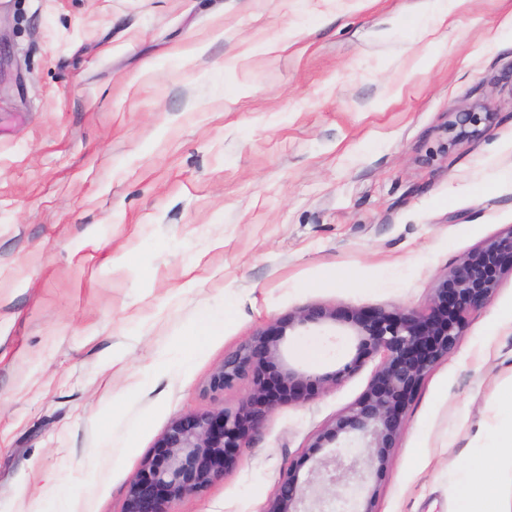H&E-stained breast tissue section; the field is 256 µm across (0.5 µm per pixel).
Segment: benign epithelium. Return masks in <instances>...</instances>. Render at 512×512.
I'll return each mask as SVG.
<instances>
[{
    "label": "benign epithelium",
    "mask_w": 512,
    "mask_h": 512,
    "mask_svg": "<svg viewBox=\"0 0 512 512\" xmlns=\"http://www.w3.org/2000/svg\"><path fill=\"white\" fill-rule=\"evenodd\" d=\"M496 113L476 100L452 113L448 145L479 135ZM512 272V230L468 253L440 277L424 312H391L382 308L353 311L343 320L356 337V353L341 368L307 375L282 362L279 342L293 325L337 319L324 306L300 310L288 320L257 333L244 347L226 355L210 378L224 390L250 379L251 390L236 409L190 412L175 417L129 483L122 512H175L173 506L224 476L247 447L251 432L284 404L307 403L331 385L355 374L376 355L381 363L365 392L320 433L304 454L282 471L263 512H308L306 503L317 480L336 485L358 472L381 481L391 448L406 424L408 407L422 380L456 347L468 312L484 305ZM342 437L359 440L364 456L345 463L337 455L322 460L325 473L301 475L304 464Z\"/></svg>",
    "instance_id": "1"
}]
</instances>
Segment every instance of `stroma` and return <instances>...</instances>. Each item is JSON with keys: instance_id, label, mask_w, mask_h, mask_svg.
<instances>
[{"instance_id": "35a3bbf8", "label": "stroma", "mask_w": 512, "mask_h": 512, "mask_svg": "<svg viewBox=\"0 0 512 512\" xmlns=\"http://www.w3.org/2000/svg\"><path fill=\"white\" fill-rule=\"evenodd\" d=\"M0 42V512H121L174 417L248 395L209 380L258 331L315 305L425 311L512 229V0L448 26L429 0H0ZM477 100L494 124L448 147ZM280 350L322 375L355 339L296 325ZM379 363L276 408L176 512H262ZM511 401L507 273L418 389L385 481L341 495L448 512Z\"/></svg>"}]
</instances>
